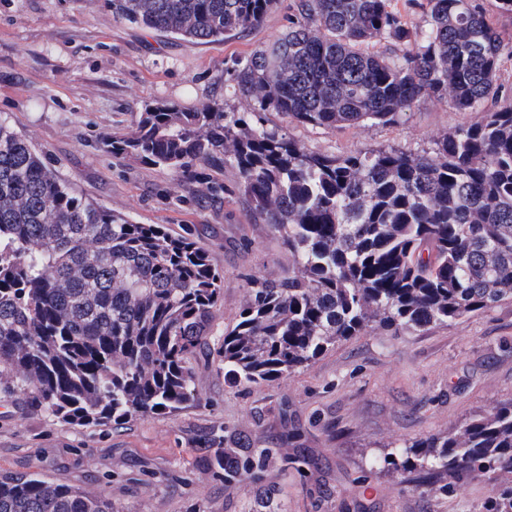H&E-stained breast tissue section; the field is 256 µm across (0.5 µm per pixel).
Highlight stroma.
Wrapping results in <instances>:
<instances>
[{"mask_svg": "<svg viewBox=\"0 0 512 512\" xmlns=\"http://www.w3.org/2000/svg\"><path fill=\"white\" fill-rule=\"evenodd\" d=\"M291 0L247 36L194 47L116 20L107 0H0V117L31 139L62 181L138 224L191 234L222 278L213 330L231 329L249 277L276 278L288 252L269 225L251 223L231 195L238 171L220 175L229 194L217 211L191 203L196 183L119 159L99 144L130 132L145 102L193 108L213 99L228 112L253 111L227 69L278 38ZM457 110L423 98L404 123L335 132L269 112L264 124L329 155L396 148L430 154L455 129L494 108ZM198 399L175 414L121 425L79 427L0 402V470L37 473L109 501L114 512H254L272 493L285 512H489L498 480L467 479L448 490L383 470L386 448L455 431L472 414L512 398V300L413 334L379 329L348 338L309 367L258 385H233L224 366L196 357ZM265 448L285 442L309 466L268 465L257 480L222 481L206 465L202 437Z\"/></svg>", "mask_w": 512, "mask_h": 512, "instance_id": "35a3bbf8", "label": "stroma"}]
</instances>
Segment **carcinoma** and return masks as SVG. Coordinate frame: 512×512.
I'll use <instances>...</instances> for the list:
<instances>
[{
    "mask_svg": "<svg viewBox=\"0 0 512 512\" xmlns=\"http://www.w3.org/2000/svg\"><path fill=\"white\" fill-rule=\"evenodd\" d=\"M112 16L188 46L238 38L278 0H107ZM288 28L233 63L245 118L211 99L141 105L103 147L178 179L229 162L256 224L280 235L292 270L256 280L235 326L211 345L221 278L209 254L161 224L78 195L0 118V399L84 426L172 414L196 401L190 360L215 354L236 385L309 366L369 328L416 333L512 300V100L445 137L435 155H328L262 124L274 111L328 131L402 123L422 97L459 110L503 97L512 61L481 0H292ZM402 45L392 58L375 50ZM199 210L224 201L208 178ZM224 483L258 478L277 448L205 437ZM384 468L422 484L512 473V399L458 432L403 443ZM0 512H112L38 475L0 473ZM490 512H512V484Z\"/></svg>",
    "mask_w": 512,
    "mask_h": 512,
    "instance_id": "carcinoma-1",
    "label": "carcinoma"
}]
</instances>
